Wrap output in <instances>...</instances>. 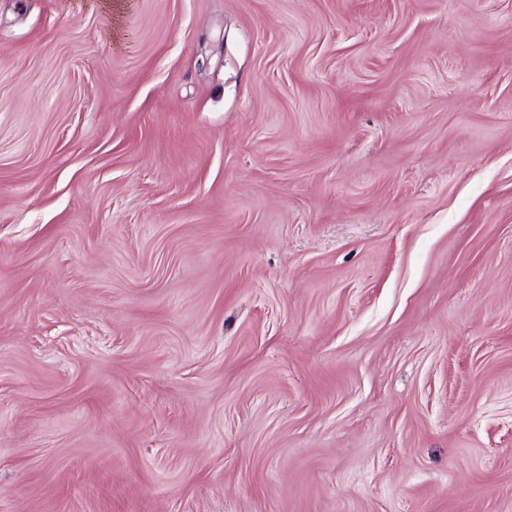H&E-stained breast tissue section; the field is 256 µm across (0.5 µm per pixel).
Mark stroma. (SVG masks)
Segmentation results:
<instances>
[{
	"instance_id": "35a3bbf8",
	"label": "stroma",
	"mask_w": 512,
	"mask_h": 512,
	"mask_svg": "<svg viewBox=\"0 0 512 512\" xmlns=\"http://www.w3.org/2000/svg\"><path fill=\"white\" fill-rule=\"evenodd\" d=\"M0 512H512V0H0Z\"/></svg>"
}]
</instances>
